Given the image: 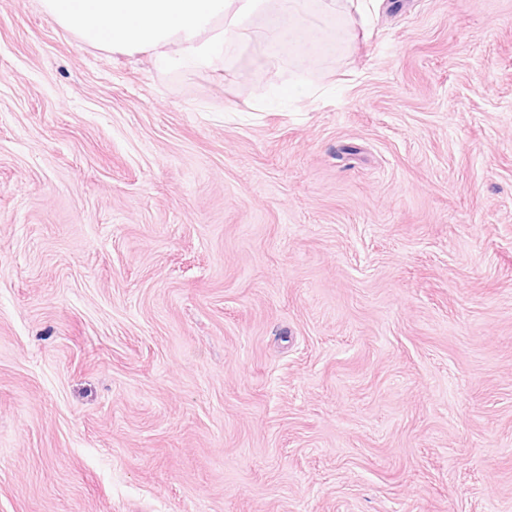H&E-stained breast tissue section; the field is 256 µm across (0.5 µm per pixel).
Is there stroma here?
Masks as SVG:
<instances>
[{"label":"stroma","mask_w":512,"mask_h":512,"mask_svg":"<svg viewBox=\"0 0 512 512\" xmlns=\"http://www.w3.org/2000/svg\"><path fill=\"white\" fill-rule=\"evenodd\" d=\"M365 2L168 72L0 0V512H512V0Z\"/></svg>","instance_id":"35a3bbf8"}]
</instances>
